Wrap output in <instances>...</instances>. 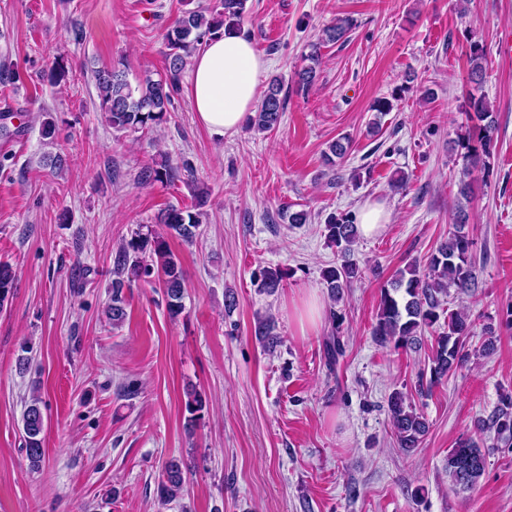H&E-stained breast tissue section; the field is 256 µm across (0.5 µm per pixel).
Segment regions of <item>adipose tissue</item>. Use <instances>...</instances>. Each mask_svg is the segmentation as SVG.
<instances>
[{"label":"adipose tissue","mask_w":512,"mask_h":512,"mask_svg":"<svg viewBox=\"0 0 512 512\" xmlns=\"http://www.w3.org/2000/svg\"><path fill=\"white\" fill-rule=\"evenodd\" d=\"M265 70V61L241 34L208 39L189 68L188 95L200 123L220 137L236 134L261 97Z\"/></svg>","instance_id":"1"}]
</instances>
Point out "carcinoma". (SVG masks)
Here are the masks:
<instances>
[{"label": "carcinoma", "mask_w": 512, "mask_h": 512, "mask_svg": "<svg viewBox=\"0 0 512 512\" xmlns=\"http://www.w3.org/2000/svg\"><path fill=\"white\" fill-rule=\"evenodd\" d=\"M247 0H220V10L208 17L200 10L185 11L165 35L166 68L157 80L145 77L135 87L131 86L124 71L116 68L95 72L100 94V109L108 124L117 131L134 130L153 132L167 122L170 107L179 90L182 72L188 64L193 49L205 39L218 34L221 29L236 27L246 10ZM351 20L339 19L325 27L318 44L308 56L310 64L296 73L299 89H309L319 80L318 45L347 39L352 30ZM471 64L469 82L478 86L483 76L482 62L486 49L474 41L469 45ZM287 95L277 79L270 82L250 126L259 131H269L279 125L285 111ZM469 118L479 122L475 126L477 137L458 138L457 148L462 150L464 170L470 171L479 153L491 155L495 127L489 120V107L485 98L470 94L467 98ZM176 167L164 157L161 161L144 167L139 175L143 184L168 183L174 180ZM468 216L460 211L455 224L443 241L431 253L425 266L411 264L400 271L387 286L380 289L376 323L372 336L379 345L395 349H410L418 342L422 331L435 329V346L429 362V371L418 379V392L441 383L457 369L463 367L471 355L470 337L472 322L465 312L448 313V321L439 325L442 297L451 288L469 292L478 287L475 273V242L464 231ZM158 223L164 233L151 229L137 232L115 254L111 282V303L107 313L112 323L118 324L126 317L124 289L131 280L158 278L163 288L166 308L171 318L184 310L185 292L183 271L177 256L170 249L165 236L177 237L184 242L193 241L201 224L200 213L188 208L170 207L161 212ZM328 241L340 249L342 263L330 266L323 272L327 288L335 298L348 287L359 267L351 259L352 247L359 238L355 217L350 214H329L325 219ZM283 280L279 269L266 268L261 272L258 288L275 292ZM15 284V272L8 262H0V307L9 301ZM325 350L329 366L337 364L345 348L339 336L328 337ZM390 422L398 447L407 452L420 447L429 432V423L416 405L406 401L404 392L395 390L388 399ZM24 447L30 469L42 467L45 459L43 448L44 422L40 400L35 398L23 415ZM492 434L493 448H512V391L500 395L497 405L487 417L477 421L474 435L461 437L448 450L446 470L451 488L467 492L477 488L484 478L487 466L483 451V435ZM183 464L177 459L165 463L159 477L158 494L167 504L179 497L184 489Z\"/></svg>", "instance_id": "1"}]
</instances>
